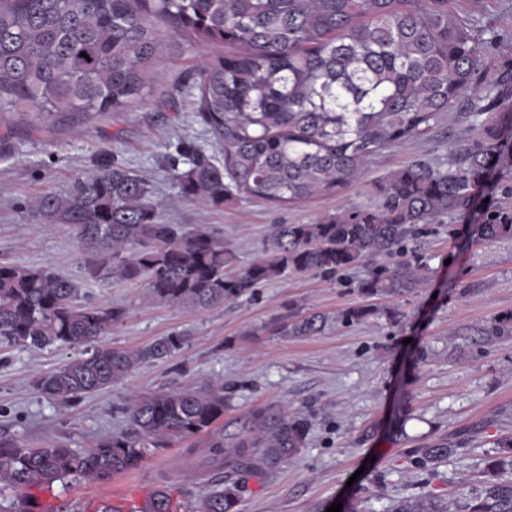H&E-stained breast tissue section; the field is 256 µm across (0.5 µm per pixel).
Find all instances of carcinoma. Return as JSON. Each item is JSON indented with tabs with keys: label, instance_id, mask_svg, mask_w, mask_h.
I'll return each instance as SVG.
<instances>
[{
	"label": "carcinoma",
	"instance_id": "1",
	"mask_svg": "<svg viewBox=\"0 0 512 512\" xmlns=\"http://www.w3.org/2000/svg\"><path fill=\"white\" fill-rule=\"evenodd\" d=\"M451 0H0V116L36 124L81 123L124 112L154 91L155 28L165 24L191 44L224 46L195 76L196 118L219 146L208 154L180 143L169 161L178 200L222 207L240 198L287 204L337 194L369 160L396 144L425 137L473 88L478 41ZM86 56H81V53ZM489 89L475 105L477 136L447 166L415 159L378 187L374 205L319 219L278 224L265 256L242 272L235 254L208 224H162L149 180L114 156L67 193L45 194L34 210L67 224L88 253L86 277L138 281L145 300L200 309L221 307L288 274L327 277L365 265L361 292L402 295L421 286L428 268L386 259L408 252L421 224L469 215L493 175L512 178V109ZM485 240H512V209L476 223ZM83 280L49 265L0 263V341L31 350L61 346L77 355L36 377L46 398L72 404L108 389L141 365L185 348L170 333L136 351L101 337L127 318L126 308L79 301ZM356 306L338 318L360 322ZM328 317L290 314L276 333L312 336ZM229 398L222 384L133 396L126 429L83 451L67 443L23 448L0 440V491L49 485L67 477L105 481L138 467L143 448L177 438L209 437L208 463L224 470V488L193 512H235L240 472L260 475L304 447L308 419L263 410L224 442L215 431ZM493 474L467 512H512V437L499 440ZM456 449L443 442L419 462ZM391 512H447L433 497L403 500Z\"/></svg>",
	"mask_w": 512,
	"mask_h": 512
}]
</instances>
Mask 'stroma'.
<instances>
[{
  "label": "stroma",
  "mask_w": 512,
  "mask_h": 512,
  "mask_svg": "<svg viewBox=\"0 0 512 512\" xmlns=\"http://www.w3.org/2000/svg\"><path fill=\"white\" fill-rule=\"evenodd\" d=\"M481 47L479 90L496 84L512 101V0H453ZM153 71L156 91L127 111L76 125L29 129L16 115L10 156H0V262L51 265L83 278L86 254L73 230L48 224L32 204L41 195L66 193L101 155L119 154L151 182L166 224H210L240 264L260 257L274 225L308 224L373 204L374 185L421 158L447 161L471 141L473 93L464 94L430 134L375 155L359 180L338 194L290 205L242 199L210 208L177 202L178 189L163 157L190 140L211 151L210 134L195 117L187 85L216 49L185 42L158 27ZM473 216H448L422 225L412 247L430 268L421 288L399 296H367L355 288L359 270L330 279L291 274L254 295L211 310L148 305L143 284L85 280V300L127 309L123 324L105 336L112 347L137 350L155 339L187 333L188 347L142 365L124 382L73 404H59L34 387L38 373L67 361L63 347L30 350L0 345V438L25 448L57 442L84 450L125 426L131 396L219 382L230 398L224 434L241 431L256 410L309 418L306 445L292 460L261 476H239L237 512H324L335 501L357 512H390L398 501L438 497L448 512H466L490 475L488 458L499 439L512 436V335L486 330L512 312V240L480 241L477 215L512 207V182L491 181ZM374 308L367 319L345 324L336 315L351 306ZM292 312H322L333 320L314 336L272 333L270 324ZM448 442L456 454L436 464L416 463L419 449ZM207 436L147 448L132 473L106 482L67 478L0 497L21 512H118L137 489L166 491L171 512H191L223 476L190 466L186 451L206 450Z\"/></svg>",
  "instance_id": "1"
}]
</instances>
